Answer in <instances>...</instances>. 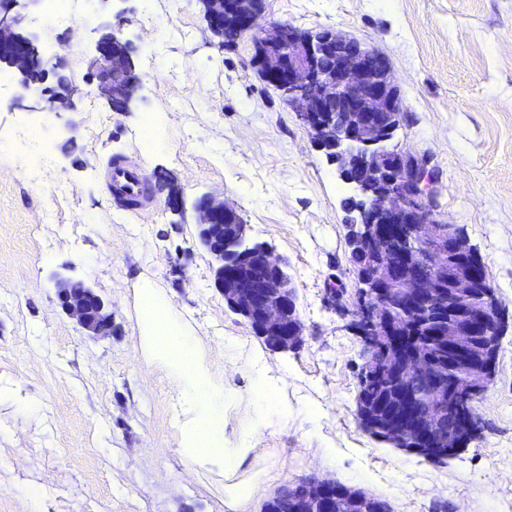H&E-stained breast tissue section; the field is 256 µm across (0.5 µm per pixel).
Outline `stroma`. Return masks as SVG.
Listing matches in <instances>:
<instances>
[{
	"instance_id": "1",
	"label": "stroma",
	"mask_w": 512,
	"mask_h": 512,
	"mask_svg": "<svg viewBox=\"0 0 512 512\" xmlns=\"http://www.w3.org/2000/svg\"><path fill=\"white\" fill-rule=\"evenodd\" d=\"M15 11L20 32L60 66L49 86L78 93L48 111L0 66V512H229L223 459L195 466L185 454L205 414L225 442L255 445L238 479L270 471L274 491L314 474L393 512H431L439 498L458 512H512V0H264L260 19L264 29L339 30L389 59L406 112L394 142L429 158L437 219L464 227L486 265L507 322L497 376L475 404V439L439 464L359 424L351 190L260 79L251 35L221 46L198 0H82L66 31L43 0ZM116 29L141 79L126 112L90 85L96 45ZM117 156L142 168L147 211L110 194ZM210 192L239 208L252 241L287 259L300 349L270 351L215 290L191 208ZM58 275L108 302L111 336L85 335L61 312ZM144 287L206 364L210 406L141 336ZM261 377L288 410L266 429Z\"/></svg>"
}]
</instances>
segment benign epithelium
Segmentation results:
<instances>
[{
  "label": "benign epithelium",
  "instance_id": "benign-epithelium-1",
  "mask_svg": "<svg viewBox=\"0 0 512 512\" xmlns=\"http://www.w3.org/2000/svg\"><path fill=\"white\" fill-rule=\"evenodd\" d=\"M19 0H0V62L21 76L22 92L56 111L70 94L33 88L28 73L44 68L33 38L19 32L13 9ZM211 32L245 34L260 17V0H199ZM255 60L263 81L286 93L318 151L334 159L340 178L359 200L360 218L347 225L352 253L368 259L358 272L353 328L364 347L371 375L358 380L369 393L372 410L358 411L362 429L389 444L431 462H443L468 445L477 433L473 405L496 377L495 345L504 331L500 303L485 278L484 262L466 231L442 225L430 204L425 158L388 148V136L404 124L405 110L387 58L376 48L339 31L305 32L273 25L255 38ZM95 92L126 110L140 85L127 46L115 33L97 45ZM196 234L209 254L214 288L236 313L256 326L255 333L273 351L296 349L302 342L296 288L285 262L262 242L249 241V225L234 204L206 194L197 199ZM448 252L449 268L430 264L433 251ZM448 298V353L469 366L463 382L442 376L409 336L410 326L426 320ZM62 311L87 333L112 334V313L92 288L57 282ZM389 379L398 389L378 393ZM348 512H362L368 493L311 475L299 493L276 496L289 512H333L336 495Z\"/></svg>",
  "mask_w": 512,
  "mask_h": 512
}]
</instances>
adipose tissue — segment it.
Wrapping results in <instances>:
<instances>
[{
  "label": "adipose tissue",
  "mask_w": 512,
  "mask_h": 512,
  "mask_svg": "<svg viewBox=\"0 0 512 512\" xmlns=\"http://www.w3.org/2000/svg\"><path fill=\"white\" fill-rule=\"evenodd\" d=\"M143 328L156 354L187 381L193 389L207 387L209 375L192 344L176 330L156 295L143 291L139 301ZM221 427L210 418H202L188 439L187 456L191 463H200L215 456L224 459L225 503L232 512H253L254 502L266 489L265 482L236 481L235 475L250 459V445L224 446L218 441Z\"/></svg>",
  "instance_id": "1"
}]
</instances>
